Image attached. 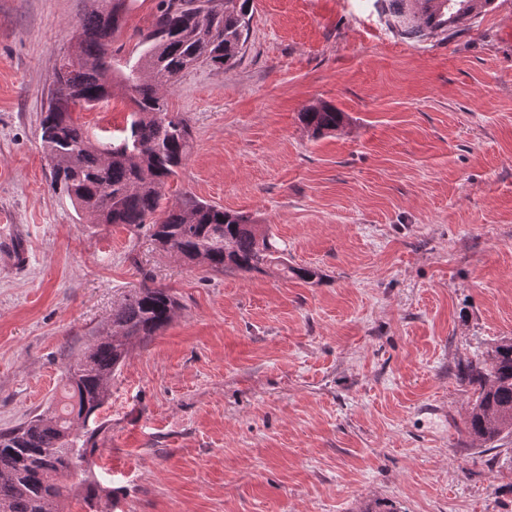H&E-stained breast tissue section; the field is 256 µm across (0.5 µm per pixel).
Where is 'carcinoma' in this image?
Wrapping results in <instances>:
<instances>
[{
	"label": "carcinoma",
	"instance_id": "cac0c4a2",
	"mask_svg": "<svg viewBox=\"0 0 512 512\" xmlns=\"http://www.w3.org/2000/svg\"><path fill=\"white\" fill-rule=\"evenodd\" d=\"M252 0H159L144 49L119 71L133 110L112 141L94 142L74 118L112 95V37L129 9L128 0L100 7L89 0L79 18L68 61L54 75V90L41 119V145L54 186L93 224L147 229L164 251L193 264L203 259L214 273H261L273 264L285 274L313 280V268L288 265L273 234L243 213L194 198L162 208L163 189L185 166L193 148L191 127L168 110L174 78L190 66L232 67L246 43ZM493 0H375L400 36L421 41L462 20ZM314 135L340 129L344 113L319 104L299 113ZM180 308L168 288L146 283L112 310L111 331L83 359L65 370L59 404L11 428L0 430V512H61L70 489L60 482L67 464L91 463L102 425L89 421L108 398L112 376L134 345L165 329ZM473 398L466 432L493 444L512 436V338H502L487 359L469 365Z\"/></svg>",
	"mask_w": 512,
	"mask_h": 512
}]
</instances>
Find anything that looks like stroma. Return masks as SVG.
Masks as SVG:
<instances>
[{
  "label": "stroma",
  "instance_id": "35a3bbf8",
  "mask_svg": "<svg viewBox=\"0 0 512 512\" xmlns=\"http://www.w3.org/2000/svg\"><path fill=\"white\" fill-rule=\"evenodd\" d=\"M85 2L0 0V429L59 400L143 282L181 308L113 376L98 495L67 476L64 512H512V437L465 430L469 363L512 337V0L421 42L374 0H252L236 64L174 79L193 149L164 205L250 215L312 283L185 264L53 187L41 112ZM321 102L345 122L316 138ZM129 113L117 85L75 115L104 140ZM344 113L336 108L319 104L305 108L299 114L300 122L312 132L313 135H323L340 129L344 124Z\"/></svg>",
  "mask_w": 512,
  "mask_h": 512
}]
</instances>
